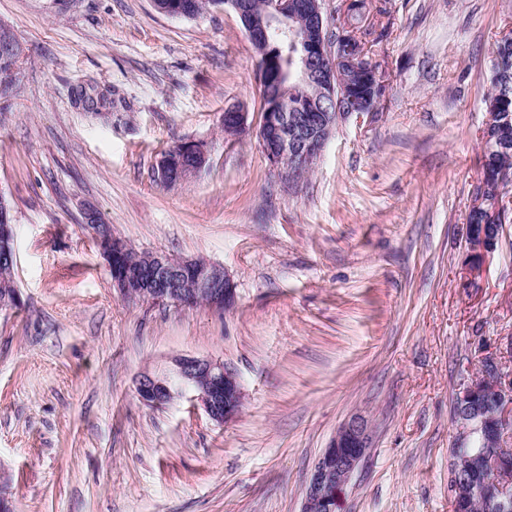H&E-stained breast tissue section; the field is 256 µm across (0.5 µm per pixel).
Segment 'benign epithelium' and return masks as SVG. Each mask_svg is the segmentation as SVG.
I'll return each instance as SVG.
<instances>
[{
	"label": "benign epithelium",
	"mask_w": 512,
	"mask_h": 512,
	"mask_svg": "<svg viewBox=\"0 0 512 512\" xmlns=\"http://www.w3.org/2000/svg\"><path fill=\"white\" fill-rule=\"evenodd\" d=\"M353 0H343L336 10L325 6V0H266L264 10L255 12L252 0H216L214 6H229L238 16L247 37L264 61V69L275 71L279 61L267 55L271 31L290 35L294 23L307 24L313 38L308 40L300 82L314 87L295 103H288V92L274 82H266L265 119L258 135L269 162L282 177L297 181L312 167L339 121L354 115L361 119L376 112L366 103L350 105L349 85L341 65L347 64L363 78L383 85L385 79L376 60L365 59L368 45L357 26L347 22ZM161 14L183 19L196 17L192 0H153ZM12 28L0 23V57L19 60L24 52L21 43L11 37ZM248 113L241 105L224 112V129L239 136L248 129ZM208 162L204 145L197 141L179 143L176 155L162 156L156 167L162 181L181 182L184 174L195 175ZM512 182L503 172L483 173L481 201L489 212L498 214L503 208L505 187ZM9 205L0 196V261L11 260L9 244L13 227L8 221ZM99 250L111 265L117 255L132 250L126 241L99 233L94 212L87 213ZM494 232L475 231L466 227L471 270L481 268L495 250L503 225H492ZM142 265L150 273L146 279L128 270L115 273L114 286L125 298L140 302L173 303L192 306L191 299L179 288L181 278L195 276L194 295L203 303L222 310L234 299L233 284L224 269L213 262L201 264L196 259L145 251ZM503 356L490 354L481 358L479 371L471 376L455 396L454 411L465 435H480L487 448H495L501 437L512 428V375L502 371ZM185 390L195 393L208 416L218 424L232 419L242 405V393L235 373L224 362L190 355L170 359L161 370L143 372L136 385L139 400L151 408H163ZM372 434L368 420L354 415L345 421L327 448L314 461L308 476L301 512H339L345 488L360 462L371 448ZM462 447L450 449L448 493L457 512H466L476 497L484 499L494 512L512 509V461L497 454H475L468 457V473L460 467Z\"/></svg>",
	"instance_id": "obj_1"
}]
</instances>
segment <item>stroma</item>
Segmentation results:
<instances>
[{
    "mask_svg": "<svg viewBox=\"0 0 512 512\" xmlns=\"http://www.w3.org/2000/svg\"><path fill=\"white\" fill-rule=\"evenodd\" d=\"M369 2L386 95L290 186L256 133L255 52L231 8L188 20L152 0H0L25 46L0 98L21 296L0 311V468L17 512H300L355 413L373 444L341 512H452L455 395L512 337V218L466 273L512 0ZM238 103L251 129L234 139ZM185 140L209 162L164 187L159 154ZM90 208L136 249L221 265L234 305L122 298ZM174 355L232 369L238 417L216 424L190 392L143 405L137 376ZM248 112H245L244 106L232 105L224 112V129L226 133L239 136L248 129Z\"/></svg>",
    "mask_w": 512,
    "mask_h": 512,
    "instance_id": "1",
    "label": "stroma"
}]
</instances>
